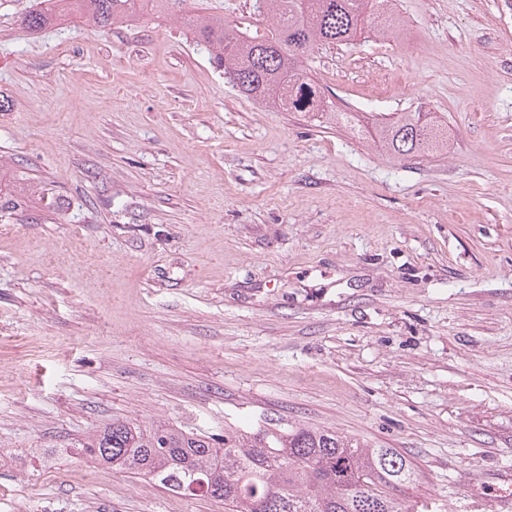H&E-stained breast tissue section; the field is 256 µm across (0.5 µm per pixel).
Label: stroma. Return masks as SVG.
I'll use <instances>...</instances> for the list:
<instances>
[{"label":"stroma","instance_id":"stroma-1","mask_svg":"<svg viewBox=\"0 0 512 512\" xmlns=\"http://www.w3.org/2000/svg\"><path fill=\"white\" fill-rule=\"evenodd\" d=\"M0 0V512H225L71 454L116 419L325 429L414 466L406 512L512 469V0H393L323 47L332 108L229 84L176 16L32 34ZM255 0H190L264 31ZM420 112L397 161L335 111Z\"/></svg>","mask_w":512,"mask_h":512}]
</instances>
